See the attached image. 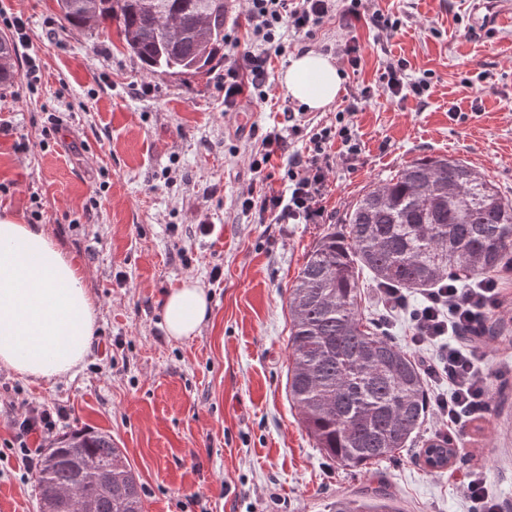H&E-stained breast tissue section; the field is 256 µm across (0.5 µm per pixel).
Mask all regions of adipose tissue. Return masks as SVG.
I'll return each mask as SVG.
<instances>
[{
	"mask_svg": "<svg viewBox=\"0 0 512 512\" xmlns=\"http://www.w3.org/2000/svg\"><path fill=\"white\" fill-rule=\"evenodd\" d=\"M343 75L331 56L309 51L293 56L280 83L311 111L330 106ZM87 273L39 224L0 215V368L23 378H60L90 351L96 329ZM209 299L191 277L173 288L162 309L163 326L174 340L198 334Z\"/></svg>",
	"mask_w": 512,
	"mask_h": 512,
	"instance_id": "adipose-tissue-1",
	"label": "adipose tissue"
}]
</instances>
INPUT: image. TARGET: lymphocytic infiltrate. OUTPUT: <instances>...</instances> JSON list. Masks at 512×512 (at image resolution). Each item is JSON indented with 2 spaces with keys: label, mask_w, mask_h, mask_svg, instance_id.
<instances>
[{
  "label": "lymphocytic infiltrate",
  "mask_w": 512,
  "mask_h": 512,
  "mask_svg": "<svg viewBox=\"0 0 512 512\" xmlns=\"http://www.w3.org/2000/svg\"><path fill=\"white\" fill-rule=\"evenodd\" d=\"M338 19L344 27H371L393 34L401 21L383 10L368 6L366 0H246L243 28H231L224 34V107L232 109L238 100L262 101L270 90V66L273 55L281 54L287 33L313 37L326 22ZM429 87L427 76L409 73L405 60L387 62L378 86L363 87L359 94L345 98L346 114L358 111L362 102L382 91L391 97H422ZM312 149L307 156H287L286 138L279 126L266 128L251 154L250 167L263 186L243 194V209L259 217L274 216L282 220H301L316 224L323 220L321 201L327 188L333 143H341L345 153L357 154L359 147L348 126L333 130L317 129L310 137ZM287 157L285 176L287 192L269 186V168L274 159ZM499 280L492 279L474 288L448 286L429 292L423 306L412 316L413 342L445 339L439 364L426 365L431 380H448L452 393L436 398L434 411L449 429L464 428L481 419L490 408L486 377L481 367L484 344L479 336L486 317L501 310Z\"/></svg>",
  "instance_id": "obj_1"
}]
</instances>
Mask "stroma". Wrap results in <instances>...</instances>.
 <instances>
[{
	"mask_svg": "<svg viewBox=\"0 0 512 512\" xmlns=\"http://www.w3.org/2000/svg\"><path fill=\"white\" fill-rule=\"evenodd\" d=\"M375 5L402 25L387 39L357 30L363 61L346 72L341 96L375 84L399 58L429 73L430 88L401 101L375 93L353 115L361 151L332 150L322 225L259 221L240 194L258 182L251 149L298 108L280 84L290 58L341 40L337 22L310 40L288 36L268 100L228 112L223 65L149 77L114 28L65 25L57 0H0V35L13 17L27 35L14 84L0 87V214L43 225L85 266L98 305L91 350L71 374L26 380L0 369V512H40L14 426L30 405L59 414L56 434H110L145 512H329L374 474L403 512H465L468 465L512 512V272L482 360L492 407L457 434L448 468L425 467L412 447L365 472L340 467L315 448L285 389L288 290L360 194L415 159L445 155L512 197V28L470 33L466 0ZM187 277L211 313L196 336L176 341L162 305Z\"/></svg>",
	"mask_w": 512,
	"mask_h": 512,
	"instance_id": "1",
	"label": "stroma"
}]
</instances>
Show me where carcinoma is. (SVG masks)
Here are the masks:
<instances>
[{"mask_svg":"<svg viewBox=\"0 0 512 512\" xmlns=\"http://www.w3.org/2000/svg\"><path fill=\"white\" fill-rule=\"evenodd\" d=\"M61 16L81 28L116 26L124 47L150 75L206 73L224 60V0H57ZM13 41L0 35V86L14 79ZM512 267V199L474 168L445 155L403 166L372 185L346 211L340 228L316 241L289 289L288 399L314 447L344 468L396 456L426 420L422 365L363 316L359 279L375 286L427 291L466 273L475 281ZM123 450L104 433L74 431L59 439L52 465L41 462L39 486L74 484L78 463L106 464ZM448 441L424 449L430 469L448 465ZM97 512H145L133 473L112 477V495ZM330 512H402L383 482Z\"/></svg>","mask_w":512,"mask_h":512,"instance_id":"obj_1","label":"carcinoma"}]
</instances>
